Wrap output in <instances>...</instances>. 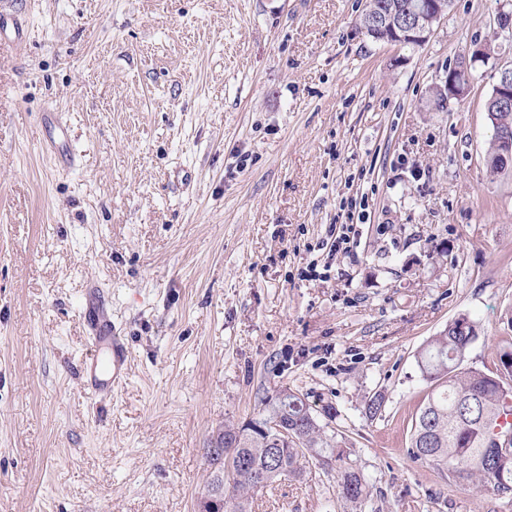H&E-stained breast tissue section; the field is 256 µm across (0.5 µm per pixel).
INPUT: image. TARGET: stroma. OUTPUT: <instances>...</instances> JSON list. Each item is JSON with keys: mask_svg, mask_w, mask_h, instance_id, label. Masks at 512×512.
Wrapping results in <instances>:
<instances>
[{"mask_svg": "<svg viewBox=\"0 0 512 512\" xmlns=\"http://www.w3.org/2000/svg\"><path fill=\"white\" fill-rule=\"evenodd\" d=\"M503 2L453 0L403 47L360 30L365 0H0L27 30L0 44V512H201L225 422L285 388L336 407L320 423L370 495L346 505L310 457L252 512H512L406 454L431 336L465 314L464 367L512 350V172L485 162ZM477 43L490 60L436 111ZM53 110L68 170L42 146ZM92 281L128 352L102 401ZM45 127H53L56 131V138H49L47 150L53 155H58L62 168H70L76 165V155L68 149L70 140V127L57 112H44L42 115Z\"/></svg>", "mask_w": 512, "mask_h": 512, "instance_id": "stroma-1", "label": "stroma"}]
</instances>
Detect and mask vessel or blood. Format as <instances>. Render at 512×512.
I'll use <instances>...</instances> for the list:
<instances>
[{"label":"vessel or blood","instance_id":"vessel-or-blood-1","mask_svg":"<svg viewBox=\"0 0 512 512\" xmlns=\"http://www.w3.org/2000/svg\"><path fill=\"white\" fill-rule=\"evenodd\" d=\"M46 126L54 128L56 136L49 140L48 150L58 156L61 167L75 166L76 156L69 150L70 128L58 113L42 115ZM99 291L89 288L83 312L90 350L82 363L84 385L91 395L115 393L128 378L126 349L112 328L110 320L97 304Z\"/></svg>","mask_w":512,"mask_h":512}]
</instances>
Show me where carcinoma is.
I'll use <instances>...</instances> for the list:
<instances>
[{"mask_svg": "<svg viewBox=\"0 0 512 512\" xmlns=\"http://www.w3.org/2000/svg\"><path fill=\"white\" fill-rule=\"evenodd\" d=\"M486 112L512 128V106L492 96ZM478 337L475 322L460 314L418 353L428 392L412 416L406 452L460 483L487 484L501 495L512 490V447L500 448L495 441L497 422L512 410V352L500 353L493 371L466 369L464 354ZM307 456L336 471L342 501L356 505L367 498V483L349 453L326 433L304 399L282 390L265 402L260 417L224 425L217 446L209 450L210 464L218 467L213 512H251L252 492L300 476Z\"/></svg>", "mask_w": 512, "mask_h": 512, "instance_id": "obj_1", "label": "carcinoma"}]
</instances>
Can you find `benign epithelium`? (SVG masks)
Masks as SVG:
<instances>
[{
    "mask_svg": "<svg viewBox=\"0 0 512 512\" xmlns=\"http://www.w3.org/2000/svg\"><path fill=\"white\" fill-rule=\"evenodd\" d=\"M447 11L445 0H417L398 15L386 14L375 7L371 0H366L364 15L366 25L374 36V40L382 42L402 43L414 39L425 43L433 34ZM491 57L489 45H481L464 57V67L471 68L478 62H485ZM445 84L449 97L460 99L470 88L458 76V69L448 70ZM493 95L503 102L512 104V64L499 68V76L493 88ZM499 155L506 168H512V131L506 129L499 136Z\"/></svg>",
    "mask_w": 512,
    "mask_h": 512,
    "instance_id": "benign-epithelium-1",
    "label": "benign epithelium"
}]
</instances>
